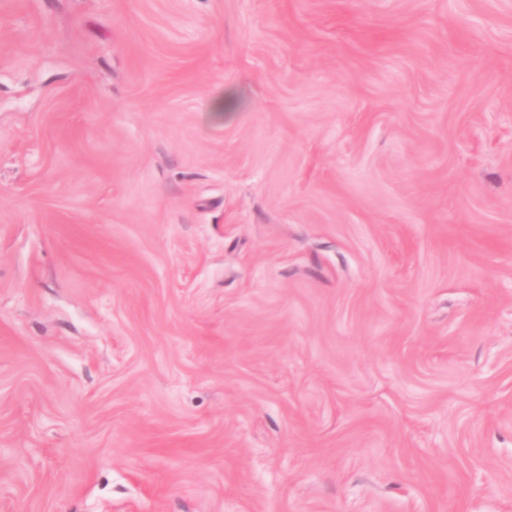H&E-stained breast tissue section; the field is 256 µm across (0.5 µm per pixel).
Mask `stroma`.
Returning <instances> with one entry per match:
<instances>
[{
  "mask_svg": "<svg viewBox=\"0 0 512 512\" xmlns=\"http://www.w3.org/2000/svg\"><path fill=\"white\" fill-rule=\"evenodd\" d=\"M0 512H512V0H0Z\"/></svg>",
  "mask_w": 512,
  "mask_h": 512,
  "instance_id": "35a3bbf8",
  "label": "stroma"
}]
</instances>
